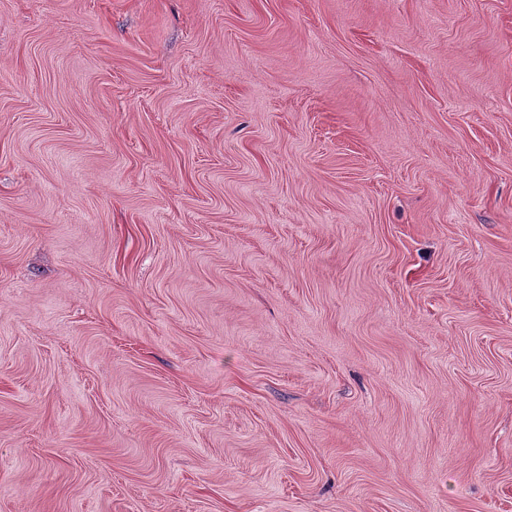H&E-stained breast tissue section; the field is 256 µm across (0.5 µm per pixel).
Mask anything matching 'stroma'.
<instances>
[{
  "label": "stroma",
  "instance_id": "obj_1",
  "mask_svg": "<svg viewBox=\"0 0 512 512\" xmlns=\"http://www.w3.org/2000/svg\"><path fill=\"white\" fill-rule=\"evenodd\" d=\"M0 512H512V0H0Z\"/></svg>",
  "mask_w": 512,
  "mask_h": 512
}]
</instances>
